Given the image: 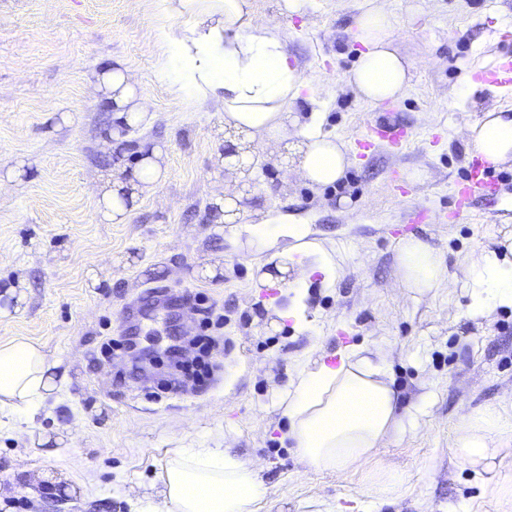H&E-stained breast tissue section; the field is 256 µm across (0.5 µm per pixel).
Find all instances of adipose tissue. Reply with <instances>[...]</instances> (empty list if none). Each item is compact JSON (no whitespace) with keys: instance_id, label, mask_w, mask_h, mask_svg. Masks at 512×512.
Instances as JSON below:
<instances>
[{"instance_id":"1","label":"adipose tissue","mask_w":512,"mask_h":512,"mask_svg":"<svg viewBox=\"0 0 512 512\" xmlns=\"http://www.w3.org/2000/svg\"><path fill=\"white\" fill-rule=\"evenodd\" d=\"M162 2L174 21L152 28L150 36L162 48L158 77L174 97L223 110L224 138L243 160H253L266 142L283 140L294 125L301 140L300 179L322 187L343 176L346 153L321 133L320 112L310 110L302 120L290 111L308 82L289 62L288 33L279 16L304 14L309 0H279L277 13L263 18L257 17L252 0ZM394 30L390 13L378 6H366L356 19L355 36L365 50L347 83L366 101L396 99L410 86L412 65L395 48ZM92 82L111 99L117 125L149 123V107L123 61L93 75ZM465 130L471 152L495 165L512 158L511 113L485 112L466 120ZM161 156V148L151 146L128 176L104 179L98 200L102 220L126 222L141 193L160 181ZM253 234L264 248L282 237L293 241L262 283L284 284L297 295L311 272H323L326 284L335 282V267L320 245L308 241L303 225L277 217L254 226ZM396 265L403 287L419 293L466 278L472 288L471 315L512 306V248L483 250L453 271L433 246L410 238L399 244ZM59 367V360L39 344L24 339L0 343V411L34 416L53 389ZM387 372L386 359L373 361L353 349L342 354L338 366L321 361L297 373L282 402L287 436L302 460L318 471L344 472L405 432L410 420L398 411ZM511 441L510 413L479 407L458 419L455 453L466 464L493 468ZM154 482L161 488L162 504L144 494L136 500L138 512H257L264 495L259 470L221 447L179 449L159 462Z\"/></svg>"}]
</instances>
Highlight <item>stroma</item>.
Instances as JSON below:
<instances>
[{
  "label": "stroma",
  "instance_id": "35a3bbf8",
  "mask_svg": "<svg viewBox=\"0 0 512 512\" xmlns=\"http://www.w3.org/2000/svg\"><path fill=\"white\" fill-rule=\"evenodd\" d=\"M363 0H311L304 15L282 16L291 64L310 81L333 79L317 108L322 131L352 146L374 113L391 112L412 139L405 152L377 145L351 153L341 179L312 187L287 171L280 142L261 155L259 184L236 218L240 233L210 220L224 186V115L209 104L171 96L156 76L160 50L149 37L162 22L159 0H0V174L21 166L18 184L0 194V286L23 299L0 317V342L26 338L61 362L66 380L35 420L0 419V512H133L150 491L157 463L180 448L221 446L260 471L259 512H512V493L483 481L482 470L453 454L460 414L512 403V307L472 316L464 283L416 293L401 288L394 257L409 238L406 210H428L418 239L446 264L497 248L512 230V160L499 170L501 199L483 221L452 219L451 185L470 152L465 117L512 110L480 79L501 53L512 24V0H385L395 46L413 64L407 92L396 101L358 98L345 76L363 46L353 24ZM123 59L137 73L151 124L127 131L112 124L102 91L87 74ZM470 74L472 91L458 95ZM161 142L166 177L146 192L123 224L97 216L94 186L124 175L139 144ZM413 187L408 204L385 189L392 176ZM287 215L308 225L332 258L338 278L324 287L313 273L302 291L304 323L288 317L284 288L260 285L267 253L246 227ZM153 285L203 294L224 310L221 369L202 390L153 398L166 366L121 372L133 353L105 355L108 338L125 335L124 306ZM172 318L142 321L134 339L162 356L180 336L185 358L200 315L179 303ZM385 354L393 388L416 424L365 463L344 473L310 469L287 439L278 399L303 366L337 365L342 352ZM47 438L50 455L32 438ZM401 494L375 492L389 473ZM60 476L32 499L29 475Z\"/></svg>",
  "mask_w": 512,
  "mask_h": 512
}]
</instances>
